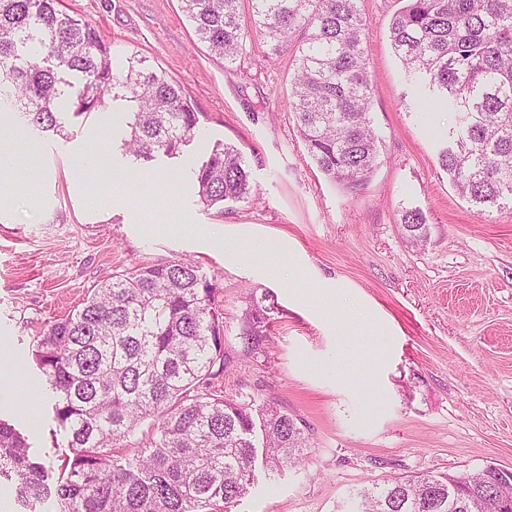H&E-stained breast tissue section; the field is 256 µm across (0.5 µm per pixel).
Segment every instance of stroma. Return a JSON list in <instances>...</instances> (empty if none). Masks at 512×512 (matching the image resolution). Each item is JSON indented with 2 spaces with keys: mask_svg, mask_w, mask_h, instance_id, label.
<instances>
[{
  "mask_svg": "<svg viewBox=\"0 0 512 512\" xmlns=\"http://www.w3.org/2000/svg\"><path fill=\"white\" fill-rule=\"evenodd\" d=\"M373 83L371 117L380 164L356 192L329 182L300 138L290 101L288 54L251 36L237 62L211 57L179 0H62L113 52L136 51L182 85L200 114L181 155L142 163L121 149L120 105L74 116L66 133L17 131L21 188L0 205V344L28 405L0 398L42 463L64 448L54 397L32 344L113 272L179 258L198 262L224 317L225 398L270 399L308 438L302 459L276 479L259 477L228 512H356V492L394 477L467 476L489 464L512 471V210L463 200L438 164L453 123L411 108L388 38L401 0H360ZM239 148L254 198L204 208L194 171L215 142ZM98 151L99 167L80 158ZM141 174L129 189L139 210L112 201L116 173ZM420 209L426 243L399 224ZM284 250L283 275L264 245ZM277 307L262 352L239 336L245 299Z\"/></svg>",
  "mask_w": 512,
  "mask_h": 512,
  "instance_id": "1",
  "label": "stroma"
}]
</instances>
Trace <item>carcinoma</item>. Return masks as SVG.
<instances>
[{
  "label": "carcinoma",
  "instance_id": "carcinoma-1",
  "mask_svg": "<svg viewBox=\"0 0 512 512\" xmlns=\"http://www.w3.org/2000/svg\"><path fill=\"white\" fill-rule=\"evenodd\" d=\"M239 3L180 0V8L209 54L227 63L241 58L252 31L270 55L296 49L297 131L327 180L361 189L381 145L359 0H251L248 26ZM388 37L407 79L433 92L422 103L454 114L438 161L455 190L512 209V0H404ZM65 96L77 116L126 102L122 147L145 162L179 154L199 124L180 84L136 52L115 54L59 0H0V111L63 136ZM195 180L206 207L252 194L241 152L221 142ZM400 224L412 240H428L420 210H401ZM215 291L190 259L144 264L112 274L37 337L32 355L55 393L68 452L53 473L0 420V477L15 482L27 512L52 497L62 512H220L251 491L257 466L271 478L299 462L307 438L287 411L210 392L224 371ZM273 310L249 298L240 328L247 354L268 336ZM149 419L141 448L120 452ZM504 478L512 471L480 470L462 493L446 473L396 478L362 489L360 512H499L495 482Z\"/></svg>",
  "mask_w": 512,
  "mask_h": 512
}]
</instances>
